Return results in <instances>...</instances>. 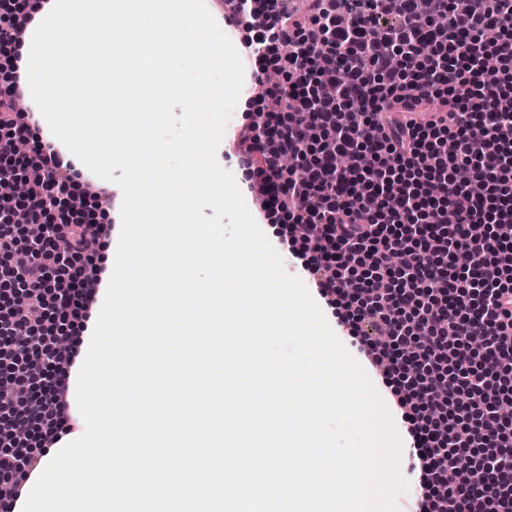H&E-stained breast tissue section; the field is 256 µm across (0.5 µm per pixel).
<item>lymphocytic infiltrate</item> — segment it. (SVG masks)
Listing matches in <instances>:
<instances>
[{
    "label": "lymphocytic infiltrate",
    "mask_w": 512,
    "mask_h": 512,
    "mask_svg": "<svg viewBox=\"0 0 512 512\" xmlns=\"http://www.w3.org/2000/svg\"><path fill=\"white\" fill-rule=\"evenodd\" d=\"M244 29L251 112L224 152L257 216L349 337L414 450L401 512H512V0H211ZM26 0H0V74ZM497 76L485 77L486 60ZM0 85V153L26 179L27 219L0 196V266L19 294L0 307V379L24 399L0 434V505L15 502L49 444L70 432L57 340L90 316L111 186L75 183L33 115ZM427 112V121L405 113ZM77 201L63 211L64 200ZM23 355L16 365L14 355ZM479 473L480 483L448 472Z\"/></svg>",
    "instance_id": "1"
}]
</instances>
